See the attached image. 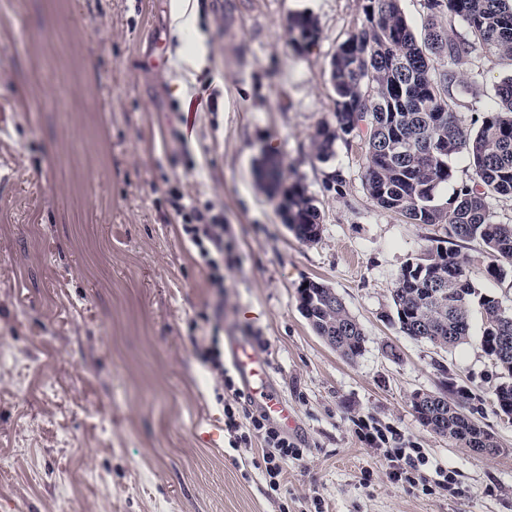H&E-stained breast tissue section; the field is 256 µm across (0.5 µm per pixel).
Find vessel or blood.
Instances as JSON below:
<instances>
[{
  "label": "vessel or blood",
  "mask_w": 512,
  "mask_h": 512,
  "mask_svg": "<svg viewBox=\"0 0 512 512\" xmlns=\"http://www.w3.org/2000/svg\"><path fill=\"white\" fill-rule=\"evenodd\" d=\"M224 347L254 404L271 419L287 421L288 406L270 382L267 360L243 336L226 337Z\"/></svg>",
  "instance_id": "b4317fda"
}]
</instances>
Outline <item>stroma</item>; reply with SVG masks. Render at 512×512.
Listing matches in <instances>:
<instances>
[{"instance_id":"obj_1","label":"stroma","mask_w":512,"mask_h":512,"mask_svg":"<svg viewBox=\"0 0 512 512\" xmlns=\"http://www.w3.org/2000/svg\"><path fill=\"white\" fill-rule=\"evenodd\" d=\"M366 0H199L192 36L175 0H0V512H512V419L481 318L450 350L393 323L401 268L442 227L381 210L364 186L360 140L314 149L335 123L331 60L360 30ZM318 22L297 48L292 17ZM458 124L495 105L512 59L476 49L454 67ZM215 111L182 116L202 85ZM279 158L321 211L299 240L258 182ZM342 192L326 190L333 172ZM224 213L215 287L170 204ZM477 291L512 311V279L489 280L462 243ZM333 288L365 345L347 361L312 329L299 289ZM252 337L303 448L279 492L231 448L224 386L201 358L212 337ZM396 355H388L387 346ZM501 451L475 456L424 426L418 392L446 379ZM392 430L447 469L450 488L391 481L367 428Z\"/></svg>"}]
</instances>
